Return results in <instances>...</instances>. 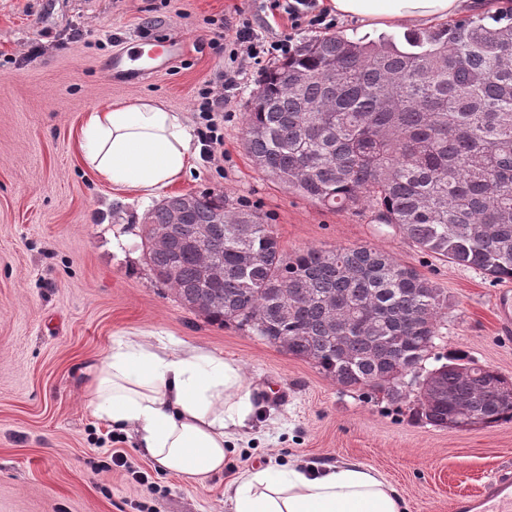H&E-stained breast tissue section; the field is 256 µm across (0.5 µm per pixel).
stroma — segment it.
I'll return each instance as SVG.
<instances>
[{
  "label": "stroma",
  "mask_w": 512,
  "mask_h": 512,
  "mask_svg": "<svg viewBox=\"0 0 512 512\" xmlns=\"http://www.w3.org/2000/svg\"><path fill=\"white\" fill-rule=\"evenodd\" d=\"M240 14L265 37L288 31L261 0H0V512H228L229 487L246 469L351 461L392 482L409 512H454L458 495L512 468V421L431 426L409 404L364 397L260 337L209 322L155 279L141 240L145 214L169 196L217 194L274 224L288 253L387 251L448 298L436 357L459 354L512 378L498 283L419 250L368 208L327 209L255 167L245 112L260 73L247 75L228 106L223 154L195 159L189 175L151 198L113 190L82 164L81 126L97 107L152 98L198 126V91L228 57L210 43L212 23ZM146 36L182 37L186 52L138 83L112 82L113 54L136 52ZM133 335L241 366L255 410L230 441L222 473L185 483L92 415L78 369ZM111 446L147 472L152 490L100 467Z\"/></svg>",
  "instance_id": "1"
}]
</instances>
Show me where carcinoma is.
Returning a JSON list of instances; mask_svg holds the SVG:
<instances>
[{"label":"carcinoma","mask_w":512,"mask_h":512,"mask_svg":"<svg viewBox=\"0 0 512 512\" xmlns=\"http://www.w3.org/2000/svg\"><path fill=\"white\" fill-rule=\"evenodd\" d=\"M326 35L262 75L245 113L256 168L327 208L366 206L423 251L512 280V17L405 37ZM147 263L186 308L247 330L325 376L468 430L512 421V379L462 356L422 366L448 299L386 251L311 247L222 195H174L145 224Z\"/></svg>","instance_id":"obj_1"}]
</instances>
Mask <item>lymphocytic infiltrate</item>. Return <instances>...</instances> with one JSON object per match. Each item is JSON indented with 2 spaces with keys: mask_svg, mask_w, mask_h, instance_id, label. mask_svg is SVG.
<instances>
[{
  "mask_svg": "<svg viewBox=\"0 0 512 512\" xmlns=\"http://www.w3.org/2000/svg\"><path fill=\"white\" fill-rule=\"evenodd\" d=\"M272 16L287 18L290 34L276 40L265 39L253 28L249 19H240L235 27L217 24L213 30L214 42L231 46L230 64L199 91L197 109L205 120V128L198 133L203 159H210L224 145L219 132L218 114L230 104L241 88V77L246 70L264 66L267 60L285 58L293 52L295 32L310 29L329 32L336 26V18L324 7L322 0H265Z\"/></svg>",
  "mask_w": 512,
  "mask_h": 512,
  "instance_id": "obj_1",
  "label": "lymphocytic infiltrate"
}]
</instances>
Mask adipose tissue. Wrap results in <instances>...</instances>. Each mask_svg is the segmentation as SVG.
I'll return each mask as SVG.
<instances>
[{
    "label": "adipose tissue",
    "mask_w": 512,
    "mask_h": 512,
    "mask_svg": "<svg viewBox=\"0 0 512 512\" xmlns=\"http://www.w3.org/2000/svg\"><path fill=\"white\" fill-rule=\"evenodd\" d=\"M471 0H329L332 14L365 26L428 24ZM82 159L118 191L151 194L193 167L192 128L183 113L152 99L116 102L87 113ZM86 389L98 419L129 430L143 457L189 484L224 468L228 430L253 405L238 364L202 348L116 341L88 368ZM231 512H406L404 499L377 471L348 462L324 469L253 467L235 479Z\"/></svg>",
    "instance_id": "1"
}]
</instances>
